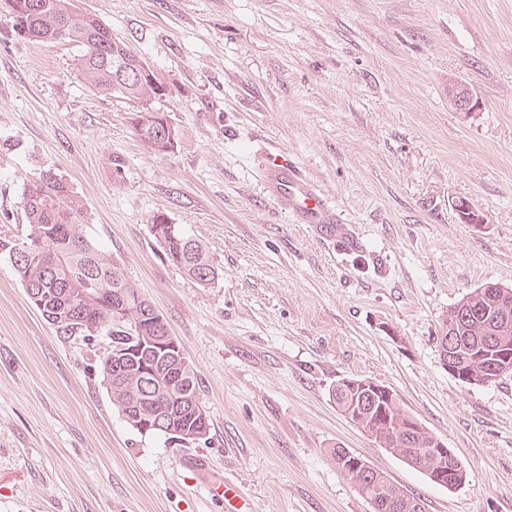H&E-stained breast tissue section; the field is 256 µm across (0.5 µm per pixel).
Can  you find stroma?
Instances as JSON below:
<instances>
[{
  "label": "stroma",
  "mask_w": 512,
  "mask_h": 512,
  "mask_svg": "<svg viewBox=\"0 0 512 512\" xmlns=\"http://www.w3.org/2000/svg\"><path fill=\"white\" fill-rule=\"evenodd\" d=\"M129 39L166 91H90L78 49L16 34L0 9V238L26 232L25 185L63 176L88 234L146 294L197 372L209 444L133 430L101 381L109 339L63 338L0 253V512H371L341 445L425 512H512V374L468 385L436 338L487 283L512 288V0H76ZM470 88L457 111L450 85ZM178 132L151 152L132 116ZM292 163L360 241L291 221L262 188ZM480 218L463 219L462 209ZM204 243L202 287L151 222ZM392 389L467 470L448 489L351 423L343 377Z\"/></svg>",
  "instance_id": "obj_1"
}]
</instances>
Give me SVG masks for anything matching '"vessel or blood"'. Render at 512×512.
Segmentation results:
<instances>
[{
	"instance_id": "vessel-or-blood-1",
	"label": "vessel or blood",
	"mask_w": 512,
	"mask_h": 512,
	"mask_svg": "<svg viewBox=\"0 0 512 512\" xmlns=\"http://www.w3.org/2000/svg\"><path fill=\"white\" fill-rule=\"evenodd\" d=\"M264 188L287 216L304 224L319 225L325 235L335 236L337 221L334 214L295 167L285 163L268 167Z\"/></svg>"
}]
</instances>
